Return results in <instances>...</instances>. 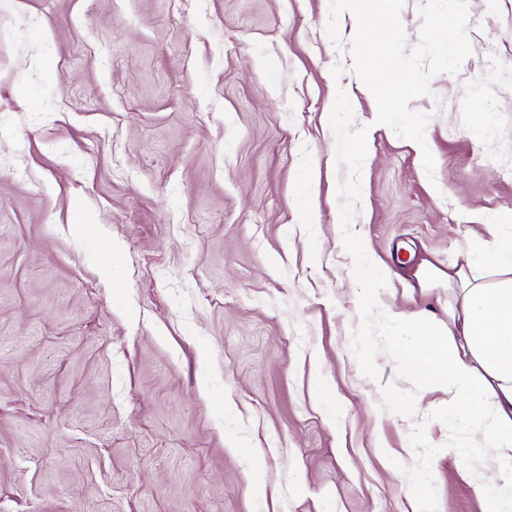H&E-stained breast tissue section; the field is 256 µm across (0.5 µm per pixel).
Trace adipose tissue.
Here are the masks:
<instances>
[{
  "label": "adipose tissue",
  "instance_id": "1",
  "mask_svg": "<svg viewBox=\"0 0 512 512\" xmlns=\"http://www.w3.org/2000/svg\"><path fill=\"white\" fill-rule=\"evenodd\" d=\"M490 230L496 245L471 252L464 265H419L422 289L447 288L448 317L411 320L391 350L405 378L423 393L448 394L455 420L480 425L501 478L483 512H512V222Z\"/></svg>",
  "mask_w": 512,
  "mask_h": 512
}]
</instances>
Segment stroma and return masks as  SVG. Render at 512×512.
<instances>
[{
  "label": "stroma",
  "instance_id": "35a3bbf8",
  "mask_svg": "<svg viewBox=\"0 0 512 512\" xmlns=\"http://www.w3.org/2000/svg\"><path fill=\"white\" fill-rule=\"evenodd\" d=\"M328 13L0 0V512H414L420 482L482 512L447 395L380 410L395 364L354 356L329 114L344 91L368 129L350 229L379 308L445 318L418 265L512 217V0H467L472 54L410 103L422 146L376 123Z\"/></svg>",
  "mask_w": 512,
  "mask_h": 512
}]
</instances>
